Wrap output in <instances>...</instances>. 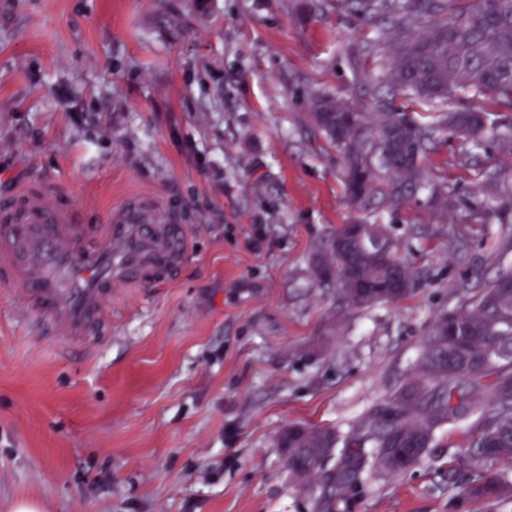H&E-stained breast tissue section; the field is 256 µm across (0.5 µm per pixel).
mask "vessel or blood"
<instances>
[{
  "mask_svg": "<svg viewBox=\"0 0 512 512\" xmlns=\"http://www.w3.org/2000/svg\"><path fill=\"white\" fill-rule=\"evenodd\" d=\"M158 199L135 196L83 223L68 188L24 183L0 203V297L21 294L58 343L88 344L109 325L114 284L164 288L187 255L176 214L158 220Z\"/></svg>",
  "mask_w": 512,
  "mask_h": 512,
  "instance_id": "vessel-or-blood-1",
  "label": "vessel or blood"
}]
</instances>
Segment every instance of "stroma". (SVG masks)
Returning a JSON list of instances; mask_svg holds the SVG:
<instances>
[{
    "label": "stroma",
    "instance_id": "1",
    "mask_svg": "<svg viewBox=\"0 0 512 512\" xmlns=\"http://www.w3.org/2000/svg\"><path fill=\"white\" fill-rule=\"evenodd\" d=\"M300 4L0 0V200L60 182L93 224L153 195L189 233L168 287L113 286L112 326L89 346H57L0 301V512H512L461 494L468 421L408 473L368 470L328 502L288 466V427L353 433L436 317L512 269V212L479 190L512 183V139L432 146L448 224L427 190L379 213L350 202L311 100L370 111L376 72L353 51L379 28ZM374 220L416 287L355 307L318 255Z\"/></svg>",
    "mask_w": 512,
    "mask_h": 512
}]
</instances>
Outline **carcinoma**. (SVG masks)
<instances>
[{
    "label": "carcinoma",
    "instance_id": "cac0c4a2",
    "mask_svg": "<svg viewBox=\"0 0 512 512\" xmlns=\"http://www.w3.org/2000/svg\"><path fill=\"white\" fill-rule=\"evenodd\" d=\"M311 16L338 5L362 11L388 26L387 37L364 43L361 53L379 69L371 95L384 86L411 102L438 108L462 91L490 93L512 110V0H303ZM312 119L326 138L344 149L350 202L391 209L427 187L448 200L447 185L424 164L430 146L444 132L479 143L487 132L484 113L464 107L423 123L405 109L368 117L327 95L312 99ZM328 250L344 299L353 305L395 302L410 294L408 266L390 261L395 245L381 224H344ZM355 276L380 289L361 295L344 277ZM494 377L484 385L482 379ZM474 418L466 455L473 479L470 497L512 495V474L488 476L486 462L512 463V269L502 271L459 310L433 324L415 373L384 403L370 410L362 426L339 440L328 429H288L281 438L288 465L301 479L317 481L332 499L360 483L370 466L403 475L425 456L445 426ZM342 450H337L338 443Z\"/></svg>",
    "mask_w": 512,
    "mask_h": 512
}]
</instances>
